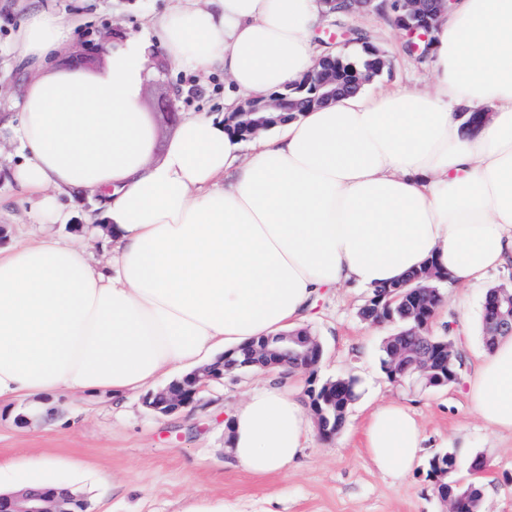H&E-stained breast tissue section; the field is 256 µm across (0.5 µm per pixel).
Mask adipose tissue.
Segmentation results:
<instances>
[{"instance_id": "1", "label": "adipose tissue", "mask_w": 512, "mask_h": 512, "mask_svg": "<svg viewBox=\"0 0 512 512\" xmlns=\"http://www.w3.org/2000/svg\"><path fill=\"white\" fill-rule=\"evenodd\" d=\"M323 0H170L118 36L95 73L49 69L72 28L27 11L13 51L31 79L8 125L5 174L39 223L65 224L74 189L101 196L73 241L0 246V404L32 394L118 402L273 333L303 326L322 289L372 288L427 262L479 285L512 268V0H455L429 42L435 81L360 91L244 142L239 100L299 81L332 46L316 42ZM223 73L224 107L189 113L161 158L141 97L156 55ZM491 117L474 132L458 102ZM478 416L512 433V336L469 383ZM296 397L271 387L232 415L227 441L248 471H288L306 446ZM425 437L397 402L365 446L378 470H414Z\"/></svg>"}]
</instances>
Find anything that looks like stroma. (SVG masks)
Segmentation results:
<instances>
[{"label": "stroma", "instance_id": "obj_1", "mask_svg": "<svg viewBox=\"0 0 512 512\" xmlns=\"http://www.w3.org/2000/svg\"><path fill=\"white\" fill-rule=\"evenodd\" d=\"M51 7L73 27L68 46L53 60L56 70L92 73L106 64V49L116 35L139 29L166 0H0V119L11 112L29 79L15 62L12 45L18 18L29 5ZM350 28L363 30L386 56L383 74L370 90L394 87L405 92L432 85L427 58H410L402 51L403 35L373 12L347 18L327 17L321 37ZM99 44L88 53L87 43ZM149 77L142 110L156 131L155 153L163 155L187 113L224 105V80L176 70L160 61ZM177 96L176 121H165L158 104ZM76 235L75 225L35 223L18 193L0 179V245L29 241L45 234ZM486 290L453 285L445 291L435 324L454 320L453 340L464 364L457 383L424 388L397 386L382 372L380 347L394 333L393 325L369 324L358 310L369 289L340 286L318 299L307 322L323 347L318 379L353 377L360 396L351 405L342 429L331 438L311 432L294 468L256 476L236 461L226 446L224 427L249 395L284 381L306 391L309 374L233 372L210 384L196 404L160 417L133 393L120 404L76 395L60 396L51 405L50 423L20 425L16 417L34 405L31 397L15 399L0 410V480L7 482L34 468L45 456L59 460V478L84 495L90 512H184L193 503L228 504L236 512H446L428 476L429 461L467 436L472 452L458 455L457 484L476 483L483 492L481 512H512V435L494 434L477 416L467 395L468 382L485 350L481 313ZM397 401L410 408L427 440L415 470L404 477L380 472L364 447V428L381 404ZM482 469H473L475 458Z\"/></svg>", "mask_w": 512, "mask_h": 512}]
</instances>
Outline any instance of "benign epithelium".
<instances>
[{"label":"benign epithelium","instance_id":"7a95c632","mask_svg":"<svg viewBox=\"0 0 512 512\" xmlns=\"http://www.w3.org/2000/svg\"><path fill=\"white\" fill-rule=\"evenodd\" d=\"M351 12L373 11L386 16L399 30L412 36L427 38L440 17L449 10L454 0H349ZM368 47L378 56L379 68H363L355 62H346L340 57H323L298 82L290 84L284 91L264 98L244 101L231 116L236 128L253 137L266 131L282 119L285 112H303L312 107L328 105L336 99L353 94L371 82L380 68L386 65L382 52L372 43ZM496 322L499 331L512 334V298L496 302ZM449 350L450 343H438L425 336H415L413 358L403 361L401 379L398 383H417L423 372L420 358L430 355L438 348ZM323 354L319 341L311 336L304 339L289 333H278L264 338L259 343H250L248 357L242 366H256L263 370L278 369L284 365L305 366L316 372ZM224 354L211 366H204L177 379L165 388L143 398L144 405L159 415H171L179 409L199 401V394L213 380L233 371L225 364ZM311 406L318 431L324 437L336 433L332 422V411L336 405L327 393L310 390ZM0 512H88V502L80 495L68 490L25 489L0 494Z\"/></svg>","mask_w":512,"mask_h":512}]
</instances>
